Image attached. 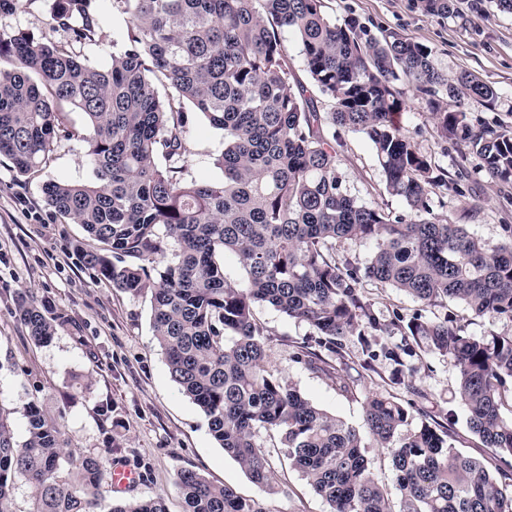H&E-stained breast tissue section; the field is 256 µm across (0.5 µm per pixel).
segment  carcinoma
<instances>
[{"label":"carcinoma","instance_id":"carcinoma-1","mask_svg":"<svg viewBox=\"0 0 512 512\" xmlns=\"http://www.w3.org/2000/svg\"><path fill=\"white\" fill-rule=\"evenodd\" d=\"M37 0H0V16ZM130 14L127 42L105 67L79 49L95 41L92 0H51L52 33L0 30V155L29 175L50 161L67 109L90 119L83 136L92 183L48 181L49 207L83 225L95 242L82 262L112 287L151 292L152 329L169 373L205 414L224 453L268 494L279 489L261 429L280 436L290 466L329 512H512V417L503 392L512 384V334L475 337L449 317H398L403 339L377 346L386 324L363 301L372 280L428 303L449 298L476 317L512 320V225L488 250L466 227L433 212L434 187L459 191L448 172L421 152L394 121L398 87L421 93L436 133L452 145L459 168L470 157L491 181L512 184V130L475 120L496 90L470 72L437 68L432 49L394 32L379 40L356 21L338 23L323 0H115ZM460 0H416L424 14L452 18ZM301 47L314 86L333 103L321 112L307 87L289 82L283 33ZM448 97L455 108L444 110ZM191 104L224 131L219 181L186 178L184 141ZM340 127L363 134L385 177V191L407 212L357 202L337 173ZM339 239H374L364 268L336 259ZM245 272L224 277V253ZM156 275H151V272ZM268 305L303 321L315 346L295 358L330 371L357 345L359 367L393 366L401 383L415 349L459 366L457 393L469 427L500 461L496 472L461 454L448 427L423 421L392 394L370 398L364 431L319 408L265 367L266 342L255 308ZM38 343L57 323L34 301L17 304ZM27 436L18 442L0 412V512L22 476L35 488L30 512H167L160 496L101 504L95 490L110 473L100 458L66 451L60 426L28 403ZM388 450L396 495L379 485L363 452L366 440ZM79 475L63 476V464ZM183 512H269L191 469L177 473Z\"/></svg>","mask_w":512,"mask_h":512}]
</instances>
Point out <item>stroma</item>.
<instances>
[{"label":"stroma","mask_w":512,"mask_h":512,"mask_svg":"<svg viewBox=\"0 0 512 512\" xmlns=\"http://www.w3.org/2000/svg\"><path fill=\"white\" fill-rule=\"evenodd\" d=\"M324 5L336 19L356 18L371 36L392 31L429 46L435 65L449 74L474 73L498 93L495 108L476 110L475 118L512 128V13L494 10L486 18L469 13L441 19L416 10L413 0H324ZM96 6L100 29L83 54L91 65L102 67L122 49L130 16L117 0H97ZM402 102L398 125L437 166L458 179L457 191L433 189L435 213L465 225L486 248H496L505 240L503 225H512V186L491 183L473 161L458 170L455 153L437 137L424 101L408 88ZM184 110L187 178L222 179L216 161L224 151L223 131L192 105ZM88 128L83 112H67L50 162L34 174L17 175L10 160L0 155V409L9 412L16 440L27 436L26 407L34 399L60 422L74 455L94 454L104 464L119 461L136 468L142 482L133 498L162 495L168 512H183L176 477L185 468L243 497L263 498L269 512H328L326 502L276 452L273 432L259 431L257 441L272 451L270 460L282 478L278 492L264 495L248 479L214 440L203 412L172 380L153 336L149 294L133 296L112 288L73 253L86 233L46 205L42 186L50 180L93 181L82 140ZM338 151V172L349 195L405 213L404 202L386 193L375 152L363 134L341 131ZM24 294L58 318L50 342L35 343L21 323L16 304ZM362 295L387 323L398 314L406 319L419 314L433 321L455 318L476 337L512 333L511 320L473 317L457 301L430 306L368 280ZM255 317L266 338L267 368L290 380L314 404L359 428L367 399L394 391L411 403L414 419L451 421L458 451L495 469L490 450L469 429L468 410L456 394L459 368L453 360L417 353L408 362L411 372L404 385L395 388L386 381L388 369L365 374L351 354L332 376L293 357L312 334L306 323L270 306L257 308ZM107 405L112 408L108 414L103 411Z\"/></svg>","instance_id":"stroma-1"}]
</instances>
